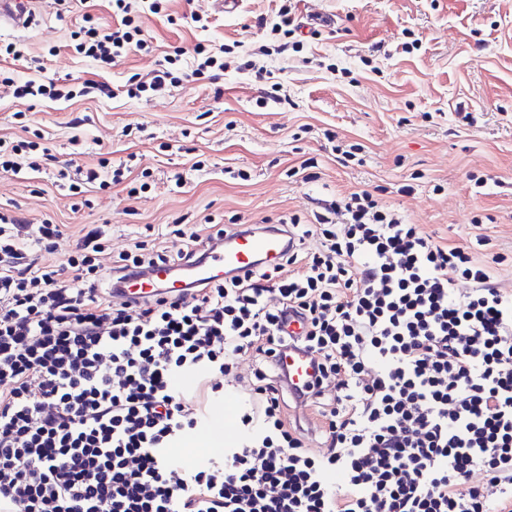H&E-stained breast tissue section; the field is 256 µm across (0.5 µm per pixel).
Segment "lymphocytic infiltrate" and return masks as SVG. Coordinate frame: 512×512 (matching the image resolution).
<instances>
[{
  "label": "lymphocytic infiltrate",
  "instance_id": "obj_1",
  "mask_svg": "<svg viewBox=\"0 0 512 512\" xmlns=\"http://www.w3.org/2000/svg\"><path fill=\"white\" fill-rule=\"evenodd\" d=\"M111 2V28H88L76 46L101 72L146 49L140 13L162 10V0ZM256 25L285 56L302 20L285 2ZM223 67L220 50L189 66L170 54L126 94L212 82ZM312 215L290 217L299 245L279 263L132 306L112 277L171 262L163 248L114 256L92 229L57 265L47 256L61 225L31 234L0 213V508L512 512V291L368 190L316 202ZM32 244L44 260L30 258ZM287 307L304 316L302 343L319 357V454L288 420L273 363L288 345ZM248 353L258 365L239 381L242 435L218 458L176 464L171 448L200 429ZM188 372L198 385L175 392ZM330 471L339 485L325 481Z\"/></svg>",
  "mask_w": 512,
  "mask_h": 512
}]
</instances>
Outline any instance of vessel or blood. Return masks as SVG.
Listing matches in <instances>:
<instances>
[{
    "mask_svg": "<svg viewBox=\"0 0 512 512\" xmlns=\"http://www.w3.org/2000/svg\"><path fill=\"white\" fill-rule=\"evenodd\" d=\"M33 0H0V30L9 28L21 31L28 27L32 18ZM295 239L280 224H267L256 228L250 224L234 227L224 238L220 249L208 250L201 262L194 265L197 284L209 279L229 276H244L255 270L259 262L279 260L286 251L292 250ZM176 290L170 279V268L155 267L153 281L149 284L133 283L124 289L121 298L130 304H138L154 293L155 286ZM318 359L303 349L292 346L277 358L278 366L288 374V390L293 394H308L313 389Z\"/></svg>",
    "mask_w": 512,
    "mask_h": 512,
    "instance_id": "obj_1",
    "label": "vessel or blood"
}]
</instances>
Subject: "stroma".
Wrapping results in <instances>:
<instances>
[{
  "label": "stroma",
  "instance_id": "35a3bbf8",
  "mask_svg": "<svg viewBox=\"0 0 512 512\" xmlns=\"http://www.w3.org/2000/svg\"><path fill=\"white\" fill-rule=\"evenodd\" d=\"M278 6L242 0L228 15L216 0H165L142 18L149 50L106 73L105 93L27 101L0 84V136L43 135L72 168L67 181L51 166L0 173V212L65 225L57 261L92 228L116 253L155 242L174 254L186 243L166 225L273 224L306 215L312 199L363 188L442 242L489 236L507 258L494 276L512 290V0H300L302 15L330 14L334 24L307 35L287 61L255 25ZM34 12L28 29L0 31V44L48 57L45 75L59 83L89 78L96 66L74 51L73 36L88 23L111 25L107 0H38ZM194 12L209 15L207 29L195 27ZM200 44L228 49L217 81L120 94L172 49L193 62ZM262 69L287 103L265 97L273 80L258 79ZM327 129L361 144V162L340 160ZM103 159L144 179L139 199L120 185L84 183L83 170ZM408 182L413 193L400 194Z\"/></svg>",
  "mask_w": 512,
  "mask_h": 512
}]
</instances>
